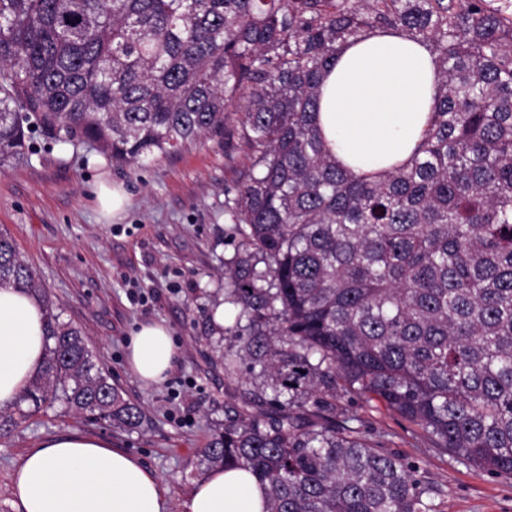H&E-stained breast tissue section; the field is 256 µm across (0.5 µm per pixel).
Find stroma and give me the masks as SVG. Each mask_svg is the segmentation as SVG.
I'll list each match as a JSON object with an SVG mask.
<instances>
[{
    "label": "stroma",
    "instance_id": "1",
    "mask_svg": "<svg viewBox=\"0 0 512 512\" xmlns=\"http://www.w3.org/2000/svg\"><path fill=\"white\" fill-rule=\"evenodd\" d=\"M245 163L201 139L141 167H119L85 145L56 143L40 128L24 156L0 165V231L49 294L63 321L82 328L100 367L141 406L138 431L126 432L53 406L0 433V512H20L12 476L46 438L80 433L136 456L170 489L167 512L184 503L200 474L193 462L226 410L249 389L229 376L215 335L213 307L224 300V263L238 244L224 215V190ZM117 185L129 203L116 218L97 204L100 185ZM165 326L175 356L165 378L144 383L128 366V346L144 324ZM359 417L366 438L387 435L386 451L414 462L438 490L439 512H512V477L457 463L382 404L336 401Z\"/></svg>",
    "mask_w": 512,
    "mask_h": 512
}]
</instances>
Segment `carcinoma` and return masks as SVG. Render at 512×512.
<instances>
[{"mask_svg":"<svg viewBox=\"0 0 512 512\" xmlns=\"http://www.w3.org/2000/svg\"><path fill=\"white\" fill-rule=\"evenodd\" d=\"M399 30L435 54L433 119L411 161L336 166L316 116L340 47ZM117 165L204 136L249 163L224 191L242 342L224 374L267 408L227 415L194 462L239 468L265 512H435L433 483L336 419L378 400L458 461L512 476V13L489 0H0V164L26 130ZM42 298L46 361L19 418L62 402L134 431L81 330L0 233V285Z\"/></svg>","mask_w":512,"mask_h":512,"instance_id":"carcinoma-1","label":"carcinoma"}]
</instances>
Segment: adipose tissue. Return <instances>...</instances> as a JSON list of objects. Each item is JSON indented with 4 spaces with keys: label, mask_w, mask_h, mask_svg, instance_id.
Segmentation results:
<instances>
[{
    "label": "adipose tissue",
    "mask_w": 512,
    "mask_h": 512,
    "mask_svg": "<svg viewBox=\"0 0 512 512\" xmlns=\"http://www.w3.org/2000/svg\"><path fill=\"white\" fill-rule=\"evenodd\" d=\"M440 77L431 50L400 31L376 30L346 44L321 87L317 121L336 164L379 174L404 162L422 139ZM175 354L168 330L147 324L132 337L129 367L164 379ZM46 357L37 298L0 286V408L14 405ZM22 512H164L169 489L132 454L78 433L43 440L17 468ZM185 512H265L248 472L214 469L196 481Z\"/></svg>",
    "instance_id": "1"
}]
</instances>
